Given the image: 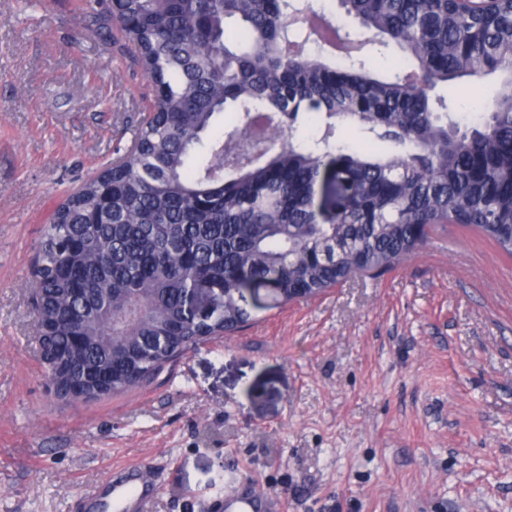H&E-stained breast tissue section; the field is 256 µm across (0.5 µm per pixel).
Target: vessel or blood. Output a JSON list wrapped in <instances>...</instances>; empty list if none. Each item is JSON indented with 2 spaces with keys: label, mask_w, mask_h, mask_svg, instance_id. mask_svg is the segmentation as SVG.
Segmentation results:
<instances>
[{
  "label": "vessel or blood",
  "mask_w": 512,
  "mask_h": 512,
  "mask_svg": "<svg viewBox=\"0 0 512 512\" xmlns=\"http://www.w3.org/2000/svg\"><path fill=\"white\" fill-rule=\"evenodd\" d=\"M155 493L148 473L133 467L124 478L81 490L80 497L85 512H150ZM263 502L259 493L244 495L233 489L225 493L220 512H260Z\"/></svg>",
  "instance_id": "vessel-or-blood-1"
}]
</instances>
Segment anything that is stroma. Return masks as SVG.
Returning a JSON list of instances; mask_svg holds the SVG:
<instances>
[{
    "mask_svg": "<svg viewBox=\"0 0 512 512\" xmlns=\"http://www.w3.org/2000/svg\"><path fill=\"white\" fill-rule=\"evenodd\" d=\"M103 12L0 0V512H77L138 464L160 485L151 512H218L244 479L286 512H512V257L458 224L381 276L251 309L143 387L56 396L36 246L153 97Z\"/></svg>",
    "mask_w": 512,
    "mask_h": 512,
    "instance_id": "1",
    "label": "stroma"
}]
</instances>
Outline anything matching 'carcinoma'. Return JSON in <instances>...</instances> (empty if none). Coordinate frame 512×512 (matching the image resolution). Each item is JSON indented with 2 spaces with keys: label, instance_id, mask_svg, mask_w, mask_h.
<instances>
[{
  "label": "carcinoma",
  "instance_id": "carcinoma-1",
  "mask_svg": "<svg viewBox=\"0 0 512 512\" xmlns=\"http://www.w3.org/2000/svg\"><path fill=\"white\" fill-rule=\"evenodd\" d=\"M405 63L383 75L350 52L327 58L293 0H122L108 27L137 49L160 87L157 115L102 178H91L46 225L34 266L37 314L57 395L101 377L94 401L148 383L185 351L230 335L250 317L242 276L272 279L288 301L344 280L356 259L376 275L413 251L414 224L472 227L512 255V198L470 181L467 156L493 153L486 179H512V73L477 120L434 94L512 56V0L474 15L452 0H339ZM135 21L126 27L125 19ZM228 118L237 138L214 139ZM371 133L378 151L336 137ZM310 127L295 140L282 130ZM345 158L359 195L345 214L315 213L321 153ZM84 279L72 291L70 275ZM224 295L202 315L195 287Z\"/></svg>",
  "mask_w": 512,
  "mask_h": 512
}]
</instances>
